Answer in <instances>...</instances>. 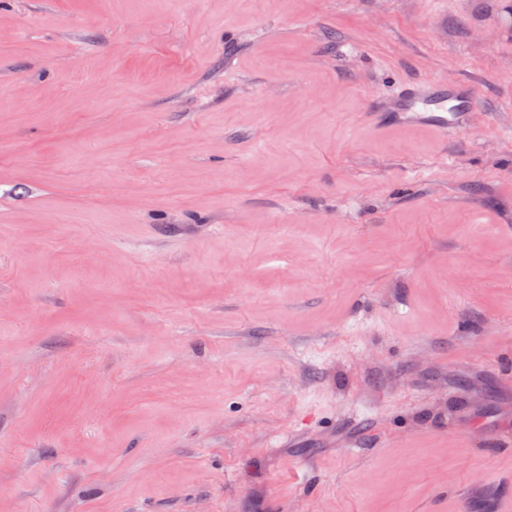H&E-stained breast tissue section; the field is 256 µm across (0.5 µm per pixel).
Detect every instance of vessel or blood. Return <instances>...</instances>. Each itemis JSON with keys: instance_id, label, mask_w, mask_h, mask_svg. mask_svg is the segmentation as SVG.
Listing matches in <instances>:
<instances>
[{"instance_id": "1", "label": "vessel or blood", "mask_w": 512, "mask_h": 512, "mask_svg": "<svg viewBox=\"0 0 512 512\" xmlns=\"http://www.w3.org/2000/svg\"><path fill=\"white\" fill-rule=\"evenodd\" d=\"M475 86L458 79L417 84L401 90L392 105L405 121H421L445 134L465 126L473 114Z\"/></svg>"}]
</instances>
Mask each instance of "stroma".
Listing matches in <instances>:
<instances>
[{
	"label": "stroma",
	"instance_id": "1",
	"mask_svg": "<svg viewBox=\"0 0 512 512\" xmlns=\"http://www.w3.org/2000/svg\"><path fill=\"white\" fill-rule=\"evenodd\" d=\"M511 506L512 0H0V512ZM402 121H421L439 133L465 126L473 114L475 85L468 79L417 84L390 99Z\"/></svg>",
	"mask_w": 512,
	"mask_h": 512
}]
</instances>
